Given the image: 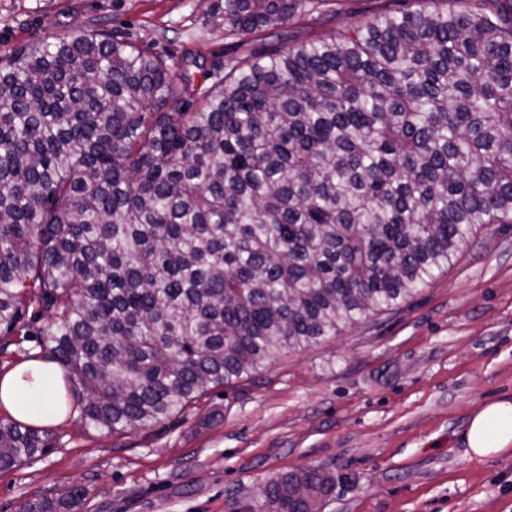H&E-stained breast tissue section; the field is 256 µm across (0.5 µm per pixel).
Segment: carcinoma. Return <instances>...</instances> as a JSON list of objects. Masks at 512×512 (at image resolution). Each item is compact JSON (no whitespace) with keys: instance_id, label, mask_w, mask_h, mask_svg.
<instances>
[{"instance_id":"carcinoma-1","label":"carcinoma","mask_w":512,"mask_h":512,"mask_svg":"<svg viewBox=\"0 0 512 512\" xmlns=\"http://www.w3.org/2000/svg\"><path fill=\"white\" fill-rule=\"evenodd\" d=\"M327 2L224 0L242 52L205 89L100 27L0 64V331L41 307L85 425L167 420L396 308L481 227L512 224V0H427L250 48ZM49 448L0 418V470ZM330 488L298 469L258 508L317 512Z\"/></svg>"}]
</instances>
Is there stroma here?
Segmentation results:
<instances>
[{"instance_id":"1","label":"stroma","mask_w":512,"mask_h":512,"mask_svg":"<svg viewBox=\"0 0 512 512\" xmlns=\"http://www.w3.org/2000/svg\"><path fill=\"white\" fill-rule=\"evenodd\" d=\"M218 0H0V58L78 27H109L185 63L195 84L235 53ZM403 0H335L273 42L325 38ZM512 399V224L483 227L457 261L393 310L251 376L169 420L119 434L77 417L51 449L0 471V512L83 486L79 512H244L271 478L333 482L319 512H512V451L478 458L471 415Z\"/></svg>"}]
</instances>
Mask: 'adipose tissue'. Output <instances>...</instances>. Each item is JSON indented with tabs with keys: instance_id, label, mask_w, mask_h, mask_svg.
<instances>
[{
	"instance_id": "obj_1",
	"label": "adipose tissue",
	"mask_w": 512,
	"mask_h": 512,
	"mask_svg": "<svg viewBox=\"0 0 512 512\" xmlns=\"http://www.w3.org/2000/svg\"><path fill=\"white\" fill-rule=\"evenodd\" d=\"M72 401L60 366L34 356L0 372V411L33 427L67 419ZM469 451L477 457L512 450V400L485 405L472 414L466 432Z\"/></svg>"
}]
</instances>
